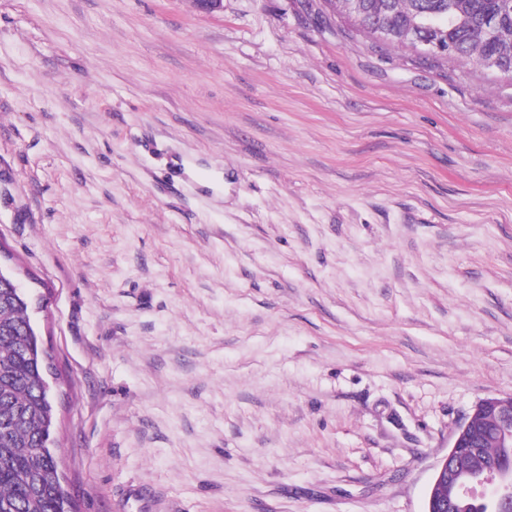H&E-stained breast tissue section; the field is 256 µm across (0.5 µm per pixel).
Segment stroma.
Segmentation results:
<instances>
[{
    "instance_id": "obj_1",
    "label": "stroma",
    "mask_w": 512,
    "mask_h": 512,
    "mask_svg": "<svg viewBox=\"0 0 512 512\" xmlns=\"http://www.w3.org/2000/svg\"><path fill=\"white\" fill-rule=\"evenodd\" d=\"M0 251L75 512H424L512 394V80L325 0H0Z\"/></svg>"
}]
</instances>
